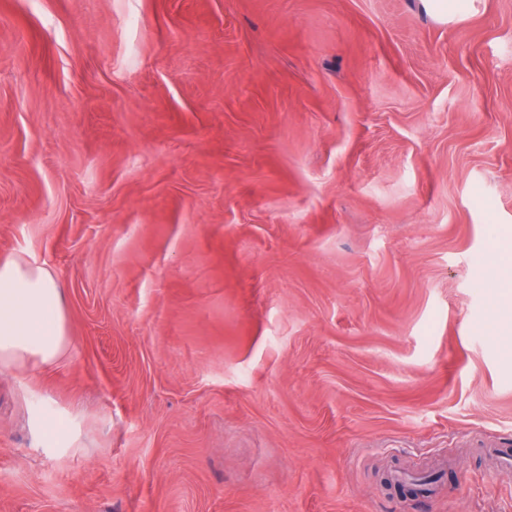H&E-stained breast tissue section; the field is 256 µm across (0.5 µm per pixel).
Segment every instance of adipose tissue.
Masks as SVG:
<instances>
[{
	"instance_id": "adipose-tissue-1",
	"label": "adipose tissue",
	"mask_w": 512,
	"mask_h": 512,
	"mask_svg": "<svg viewBox=\"0 0 512 512\" xmlns=\"http://www.w3.org/2000/svg\"><path fill=\"white\" fill-rule=\"evenodd\" d=\"M65 292L46 263L0 260V374L28 367L55 368L66 357ZM35 406L29 418L37 444L54 453L80 447L79 412H44L45 396L29 390Z\"/></svg>"
}]
</instances>
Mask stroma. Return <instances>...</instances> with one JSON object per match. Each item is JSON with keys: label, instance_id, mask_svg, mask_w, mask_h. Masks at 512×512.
<instances>
[{"label": "stroma", "instance_id": "1", "mask_svg": "<svg viewBox=\"0 0 512 512\" xmlns=\"http://www.w3.org/2000/svg\"><path fill=\"white\" fill-rule=\"evenodd\" d=\"M506 252L512 0H0V512H512ZM422 9L434 19L451 22L469 14L472 0H418ZM65 292L46 262L0 260V374L50 370L66 357ZM27 394L38 410L29 418L30 428L37 444L54 453H63L70 448H82L80 441V420L82 415L72 409L53 410L52 414L43 411L45 396L36 389H28Z\"/></svg>", "mask_w": 512, "mask_h": 512}]
</instances>
